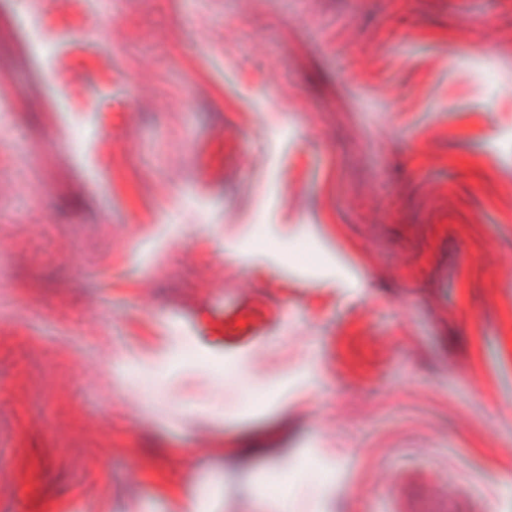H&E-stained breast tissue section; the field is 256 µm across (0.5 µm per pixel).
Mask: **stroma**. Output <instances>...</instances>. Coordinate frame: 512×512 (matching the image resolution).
I'll return each instance as SVG.
<instances>
[{
    "mask_svg": "<svg viewBox=\"0 0 512 512\" xmlns=\"http://www.w3.org/2000/svg\"><path fill=\"white\" fill-rule=\"evenodd\" d=\"M510 259L512 0H0V512H512Z\"/></svg>",
    "mask_w": 512,
    "mask_h": 512,
    "instance_id": "stroma-1",
    "label": "stroma"
}]
</instances>
